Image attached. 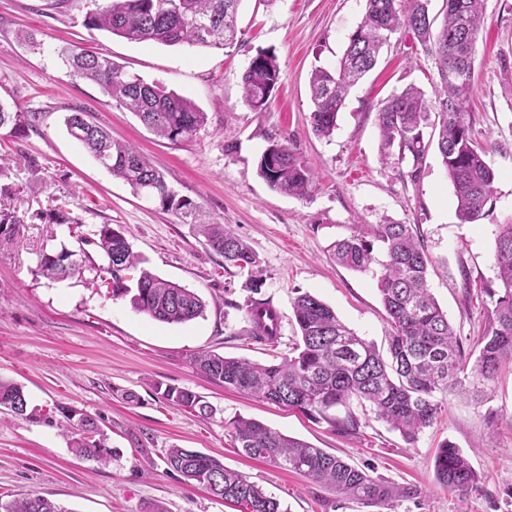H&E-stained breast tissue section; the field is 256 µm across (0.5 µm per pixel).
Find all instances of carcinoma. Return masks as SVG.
Here are the masks:
<instances>
[{
  "mask_svg": "<svg viewBox=\"0 0 512 512\" xmlns=\"http://www.w3.org/2000/svg\"><path fill=\"white\" fill-rule=\"evenodd\" d=\"M240 2L86 0L83 25L136 43L225 49L240 39ZM429 2L366 0L365 13L349 36L338 66L317 67L311 74L310 120L316 134L331 135L349 90L376 66L390 37L402 30L412 33L422 51L435 60L433 97L426 99L423 90L409 84L380 104L377 121L383 159L393 157L406 164V177L415 183L430 147L436 146L453 187L456 216L462 224H473L492 203L496 179L486 161L487 148L474 136L469 108L484 0H443L444 20L438 28L430 17ZM59 56L70 77L95 83L109 101L135 113L149 130L174 144L190 138L207 123V113L193 100L128 74L104 55L64 48ZM279 79L275 56L258 53L254 65L241 75L244 102L253 109L263 108ZM44 117L43 112H14L0 102V128L9 125L18 135L38 128ZM64 124L113 176L135 193L158 199L162 209L182 223L194 225L205 244L224 257V266L250 271L258 267V255L231 225L204 221L194 201L170 194L163 174L135 146L113 141L109 132L81 109L71 110ZM258 171L270 188L297 198L305 197L316 181L315 170L281 143L264 151ZM33 218L51 224L72 223L69 212L61 207ZM24 223L25 215L0 209V233ZM95 236L104 261L100 271L112 280L113 298L129 299L135 311L162 323L185 324L203 316L205 301L196 292L139 268L143 259L121 233L104 224ZM377 242L384 255L380 262L375 256ZM334 255L340 265L359 272L379 263L377 289L391 328L387 354L342 323L326 303L305 292L293 302L301 342L280 363L260 364L203 351L191 355L192 367L226 389L296 410L344 436L356 437L362 427L358 416L349 410L350 401H366L378 419L411 446L431 425L448 393L464 390L485 397L499 371L512 366V222L498 225L494 263L500 287L486 288L493 309L473 360L465 357L460 338L431 294L429 259L417 227L398 223L357 227L336 241ZM86 259V255L63 248L42 254L38 270L51 279L72 277L83 273ZM136 268L140 274L133 289L128 285L129 272ZM261 286V280L250 277L244 285L250 295L244 303L231 307L244 312L250 324L247 335L273 343L278 335L274 308L269 301L255 298ZM155 389L173 407L189 408L202 417L213 413L202 396L188 389L160 384ZM27 407L23 387L0 378V410L23 417ZM61 413L68 420L65 430L77 456L104 464L112 458L96 418L72 409L63 408ZM231 429L234 441L248 457L299 473L362 505L384 506L417 494L413 487L392 486L339 456L259 421L238 418L231 422ZM164 461L185 483L204 486L214 497L238 506L239 512H284L281 503L259 484L224 467L215 457L173 447L166 451ZM434 470L439 483L451 492L466 493L481 481L468 458L448 441L437 450ZM0 512L66 510L44 496L24 493L1 504Z\"/></svg>",
  "mask_w": 512,
  "mask_h": 512,
  "instance_id": "1",
  "label": "carcinoma"
}]
</instances>
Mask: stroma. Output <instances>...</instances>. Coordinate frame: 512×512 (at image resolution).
Wrapping results in <instances>:
<instances>
[{
    "instance_id": "stroma-1",
    "label": "stroma",
    "mask_w": 512,
    "mask_h": 512,
    "mask_svg": "<svg viewBox=\"0 0 512 512\" xmlns=\"http://www.w3.org/2000/svg\"><path fill=\"white\" fill-rule=\"evenodd\" d=\"M365 0H242L240 42L226 49L131 43L83 25L81 4L58 9L54 0H0V102L46 113L39 130L22 136L0 129V154L14 162L1 181L11 188L0 208L32 215L0 234V377L23 385L29 415L0 413V503L17 494L50 498L66 512H238L206 489L183 483L163 460L168 448H190L223 461L278 499L286 512H512V368H503L487 399L448 395L441 413L409 446L370 408L354 405L359 437L326 423L224 389L199 375L189 359L199 351L279 363L300 333L294 298L311 293L359 336L386 349L390 326L377 290L379 266L357 272L337 264L331 246L355 226L397 222L420 230L432 260V293L466 351L487 323L485 286L497 285L498 225L512 221V84L501 59L512 61V0H484L485 26L474 61L473 130L488 147L495 198L482 219L459 223L456 200L437 153H429L419 182L406 165L383 161L377 123L381 100L408 84L429 89L436 69L411 35H396L377 67L351 90L330 137L309 122L312 69L335 67L360 23ZM79 45L106 54L133 75L191 98L208 122L174 144L137 117L109 104L99 87L68 76L61 48ZM276 56L280 80L268 105L242 100L240 78L257 53ZM90 112L113 139L142 151L178 195L193 200L206 221L232 225L257 253L260 298L279 315V340L247 336L237 303L247 296L248 271L225 267L194 225L134 194L71 137L63 117ZM287 144L315 168L318 181L303 199L275 192L258 173L263 152ZM65 206L68 224L34 215ZM110 225L147 267L197 292L203 317L165 324L113 298L96 267L103 259L91 230ZM85 249L94 268L63 280L38 275L42 253ZM186 388L215 409L205 419L176 409L156 386ZM134 393L128 403L124 394ZM99 417L114 455L100 464L76 457L63 431L62 409ZM255 419L359 467L391 484L413 486L415 498L374 508L272 464L242 455L231 421ZM450 441L481 476L478 490L449 492L437 481L434 458Z\"/></svg>"
}]
</instances>
